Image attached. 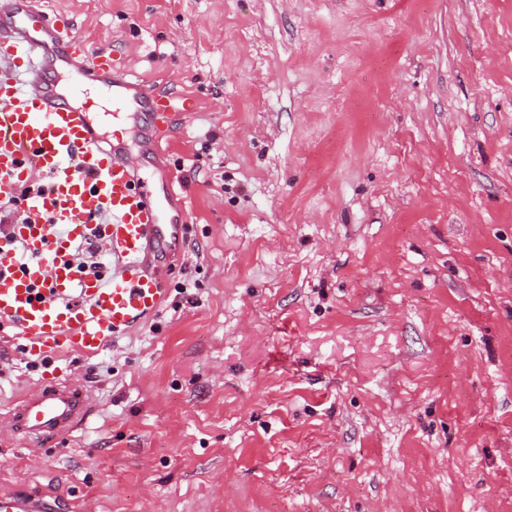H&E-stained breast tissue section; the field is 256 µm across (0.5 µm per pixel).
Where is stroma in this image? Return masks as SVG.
I'll return each mask as SVG.
<instances>
[{
	"mask_svg": "<svg viewBox=\"0 0 512 512\" xmlns=\"http://www.w3.org/2000/svg\"><path fill=\"white\" fill-rule=\"evenodd\" d=\"M184 96L157 316L0 330V490L61 512H512V0H42ZM73 433L7 418L43 374ZM91 407L86 390L43 377L39 387L25 394L8 417L15 435L38 442L72 433L86 421Z\"/></svg>",
	"mask_w": 512,
	"mask_h": 512,
	"instance_id": "stroma-1",
	"label": "stroma"
}]
</instances>
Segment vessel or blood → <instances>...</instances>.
Listing matches in <instances>:
<instances>
[{
  "instance_id": "obj_1",
  "label": "vessel or blood",
  "mask_w": 512,
  "mask_h": 512,
  "mask_svg": "<svg viewBox=\"0 0 512 512\" xmlns=\"http://www.w3.org/2000/svg\"><path fill=\"white\" fill-rule=\"evenodd\" d=\"M38 0H0V196L45 185L23 200V217L0 226V328L16 329L26 353L96 354L158 315L169 299L159 255L184 243V212L167 214L168 174L158 191L129 151L126 129L106 130L99 112L148 109L168 121L187 112L175 93L158 92L91 51L67 14ZM93 240L112 257L109 276L81 272L76 242ZM91 412L81 388L43 378L9 413L14 434L37 441L67 435ZM18 490L0 493V512H51Z\"/></svg>"
}]
</instances>
